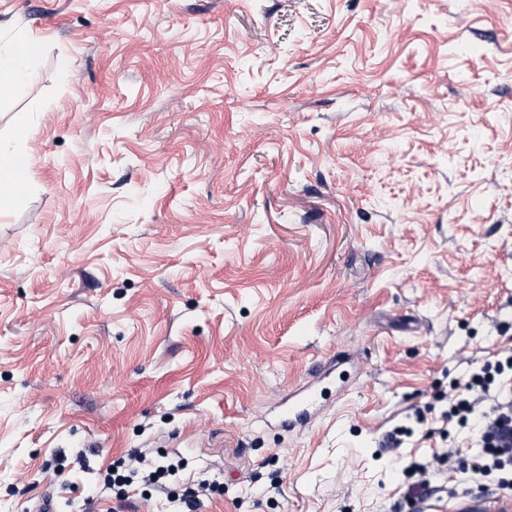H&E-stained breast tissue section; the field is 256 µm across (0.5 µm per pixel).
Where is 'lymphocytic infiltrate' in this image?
Returning <instances> with one entry per match:
<instances>
[{
    "mask_svg": "<svg viewBox=\"0 0 512 512\" xmlns=\"http://www.w3.org/2000/svg\"><path fill=\"white\" fill-rule=\"evenodd\" d=\"M443 424L468 430L483 448L482 456L470 457L466 446L457 438L433 451L426 462H412L406 469L414 477L412 494L426 499L443 493L454 497L469 493L472 486L483 485L512 491V347L498 350L492 359L470 364L464 375L448 384V401L441 414ZM178 471L146 452L135 451L111 464L103 473L101 490L112 493L135 483H143L180 512H196L206 485L177 490L170 484ZM447 476L446 484L433 486L425 481L427 472Z\"/></svg>",
    "mask_w": 512,
    "mask_h": 512,
    "instance_id": "obj_1",
    "label": "lymphocytic infiltrate"
}]
</instances>
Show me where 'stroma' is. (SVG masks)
<instances>
[{
  "mask_svg": "<svg viewBox=\"0 0 512 512\" xmlns=\"http://www.w3.org/2000/svg\"><path fill=\"white\" fill-rule=\"evenodd\" d=\"M0 512L134 449L198 512H390L512 344V0H0ZM344 359L307 428L270 424ZM426 426L382 452L412 408ZM29 53H15V60L12 65L7 68H2L0 65V95L10 93L28 77L27 63L25 59ZM29 158L22 151L3 153L0 149V200L18 197V188L28 179Z\"/></svg>",
  "mask_w": 512,
  "mask_h": 512,
  "instance_id": "1",
  "label": "stroma"
}]
</instances>
